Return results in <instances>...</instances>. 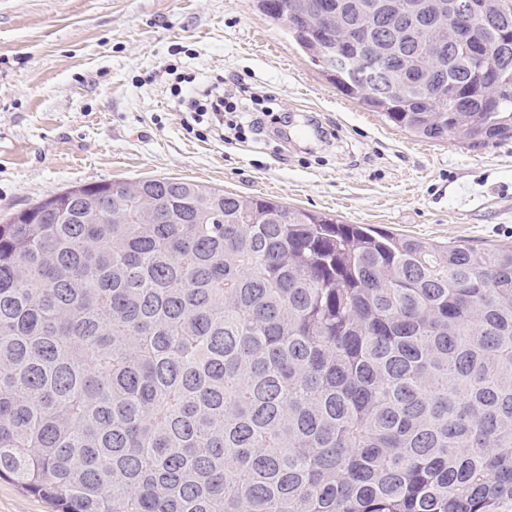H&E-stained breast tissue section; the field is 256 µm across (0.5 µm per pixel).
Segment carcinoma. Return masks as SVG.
Returning <instances> with one entry per match:
<instances>
[{
  "mask_svg": "<svg viewBox=\"0 0 512 512\" xmlns=\"http://www.w3.org/2000/svg\"><path fill=\"white\" fill-rule=\"evenodd\" d=\"M288 35L412 136L512 138V0L379 101L290 0ZM428 30L392 47L406 67ZM0 478L57 512H512V244L437 245L177 178L72 187L0 224Z\"/></svg>",
  "mask_w": 512,
  "mask_h": 512,
  "instance_id": "obj_1",
  "label": "carcinoma"
}]
</instances>
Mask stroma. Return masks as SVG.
Here are the masks:
<instances>
[{
  "mask_svg": "<svg viewBox=\"0 0 512 512\" xmlns=\"http://www.w3.org/2000/svg\"><path fill=\"white\" fill-rule=\"evenodd\" d=\"M213 75L314 136L186 129L178 93ZM159 177L442 245L512 243V139L387 124L252 0H0V223L73 185Z\"/></svg>",
  "mask_w": 512,
  "mask_h": 512,
  "instance_id": "stroma-1",
  "label": "stroma"
}]
</instances>
